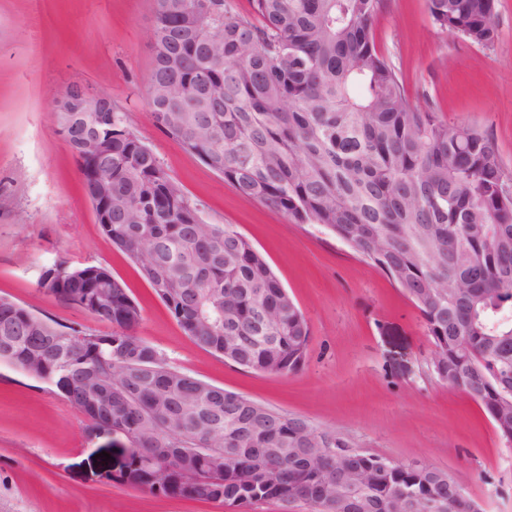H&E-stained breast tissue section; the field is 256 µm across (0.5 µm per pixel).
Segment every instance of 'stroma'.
<instances>
[{
	"label": "stroma",
	"instance_id": "obj_1",
	"mask_svg": "<svg viewBox=\"0 0 512 512\" xmlns=\"http://www.w3.org/2000/svg\"><path fill=\"white\" fill-rule=\"evenodd\" d=\"M155 0H0V297L63 327L111 333L38 286L65 261L108 268L139 305L136 334L176 369L314 427L356 449L447 470L485 512H512V445L472 399L436 378L418 311L379 269L316 224L237 192L167 137L147 105ZM487 46L436 26L426 0H380L373 33L409 98L448 126L497 142L512 179V0H496ZM111 97L209 224H231L267 260L303 312L311 341L285 375L240 368L195 345L103 233L53 122L71 85ZM109 434L48 382L0 363V512H311L165 497L110 480Z\"/></svg>",
	"mask_w": 512,
	"mask_h": 512
}]
</instances>
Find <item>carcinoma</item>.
I'll return each mask as SVG.
<instances>
[{"instance_id":"1","label":"carcinoma","mask_w":512,"mask_h":512,"mask_svg":"<svg viewBox=\"0 0 512 512\" xmlns=\"http://www.w3.org/2000/svg\"><path fill=\"white\" fill-rule=\"evenodd\" d=\"M495 0H428L433 23L487 46ZM379 0H156L148 90L152 116L246 200L299 224H319L378 267L420 313L433 373L478 403L512 444V185L495 141L450 128L414 105L377 50ZM112 132L113 245L137 264L199 347L244 369L298 371L311 340L294 300L261 253L231 224L205 223L122 112H88ZM38 286L112 325L68 331L0 302V362L20 368L39 349L34 376L84 413L89 431L128 436L124 482L156 495L241 506L294 501L336 475L349 451L337 434L310 437L304 419L272 411L171 367L136 336L142 314L103 266L54 264ZM244 336H273L263 347ZM208 448L223 449L214 471ZM255 448H280L265 461ZM314 448L334 454L312 455ZM335 507L313 512H408L455 500L462 488L426 468L385 469L352 454ZM277 466L281 485H264Z\"/></svg>"}]
</instances>
